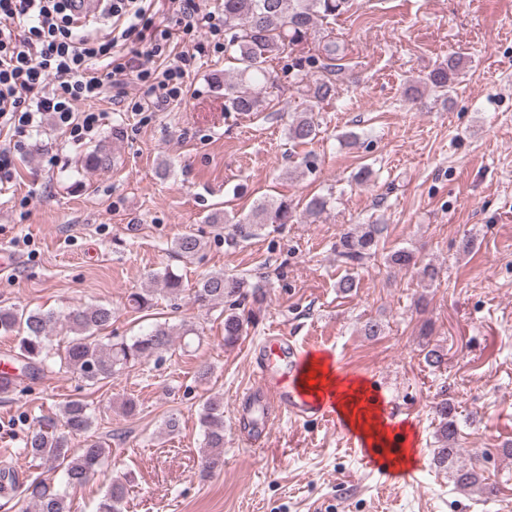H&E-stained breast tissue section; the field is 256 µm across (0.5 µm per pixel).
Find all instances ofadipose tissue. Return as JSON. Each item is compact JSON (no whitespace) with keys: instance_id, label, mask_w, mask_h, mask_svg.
Returning <instances> with one entry per match:
<instances>
[{"instance_id":"ef3b65f1","label":"adipose tissue","mask_w":512,"mask_h":512,"mask_svg":"<svg viewBox=\"0 0 512 512\" xmlns=\"http://www.w3.org/2000/svg\"><path fill=\"white\" fill-rule=\"evenodd\" d=\"M301 381L311 384L317 397L332 400L339 415L354 432L368 441L371 447L390 446L391 440L384 422L363 406L360 388L344 384L333 367L327 365L325 358H310Z\"/></svg>"}]
</instances>
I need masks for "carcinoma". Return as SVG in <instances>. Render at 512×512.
Returning <instances> with one entry per match:
<instances>
[{
  "label": "carcinoma",
  "instance_id": "1",
  "mask_svg": "<svg viewBox=\"0 0 512 512\" xmlns=\"http://www.w3.org/2000/svg\"><path fill=\"white\" fill-rule=\"evenodd\" d=\"M353 0H222L224 11V56L236 64L232 79L224 80V111L252 114L263 111L264 103L279 88L278 76L270 68L277 56L307 41L319 24L339 16L352 7ZM343 60L336 40H324L318 55L295 57L285 64L291 83L312 101L319 103L335 91L330 75L342 69ZM320 66L321 74L311 68ZM468 68V60L451 55L444 63L431 70L424 81L428 89L443 94L449 92L458 75ZM288 136L300 144H307L317 136V125L310 112H300L288 125ZM112 153L99 145L84 159V166L102 169L110 166ZM328 205L324 196H314L305 205V213L316 222ZM294 206L288 200H267L253 207L251 213L236 222V231L242 237L251 235L254 224H286L292 220ZM386 225L358 224L344 233L336 243L342 261L359 267L376 255ZM203 241L186 233L174 242L177 255L191 259L199 254ZM386 260L400 268L414 267L418 260L413 252L397 249ZM268 280L251 281L236 274L211 273L194 289V300L201 304L224 305L221 312L224 325V346H234L246 332L249 318L240 312L241 306L251 302L262 306L267 295ZM112 322V308L96 304L71 308L67 311L28 310L24 307H0V335L17 340L14 363L19 376L35 378L52 364L60 370L77 375L89 386L111 381L116 375L166 352L174 344L171 328L158 324L149 332L127 341L112 340L101 331ZM65 335L63 348L53 349L55 335ZM424 361L440 369L447 364L443 350L423 345ZM94 409L82 399H71L62 404L59 418L39 420L33 426L26 448L51 470H63L65 485L83 486L102 464L109 453L108 444L101 439H89L93 429ZM440 418L436 430L438 447L433 449V461L449 471L460 490L489 499L494 486L484 477L478 461L465 465L458 463L455 448L459 434L454 404L441 399L435 406ZM203 428L202 457L205 469L224 465V401L218 396L205 399L199 414ZM36 512H71L67 490H61L44 479H34L26 488ZM129 494L128 478L112 481L99 502L97 512H123Z\"/></svg>",
  "mask_w": 512,
  "mask_h": 512
}]
</instances>
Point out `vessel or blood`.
Masks as SVG:
<instances>
[{"label": "vessel or blood", "mask_w": 512, "mask_h": 512, "mask_svg": "<svg viewBox=\"0 0 512 512\" xmlns=\"http://www.w3.org/2000/svg\"><path fill=\"white\" fill-rule=\"evenodd\" d=\"M252 359L256 384L238 412L240 435L248 446H264L273 422L285 415L325 414V403L298 383L307 359L305 347L279 334L257 347Z\"/></svg>", "instance_id": "b4317fda"}]
</instances>
